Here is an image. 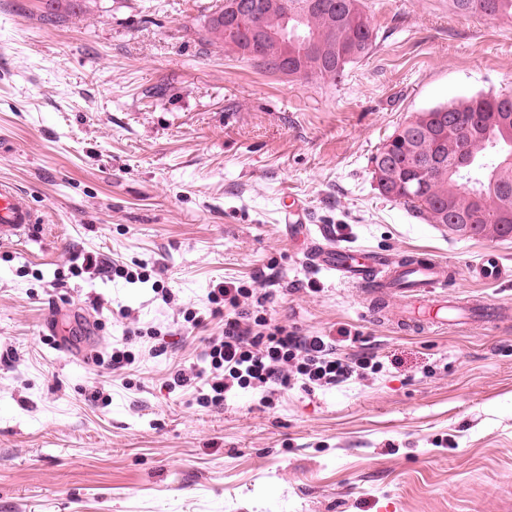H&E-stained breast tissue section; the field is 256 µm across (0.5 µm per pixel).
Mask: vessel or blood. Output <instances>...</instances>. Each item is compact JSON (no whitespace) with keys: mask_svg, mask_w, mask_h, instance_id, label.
Segmentation results:
<instances>
[{"mask_svg":"<svg viewBox=\"0 0 512 512\" xmlns=\"http://www.w3.org/2000/svg\"><path fill=\"white\" fill-rule=\"evenodd\" d=\"M23 195L8 182L0 183V235L16 234L37 223ZM309 261L314 268L363 290L375 320L403 329H429L446 323L467 324L478 320L496 325L512 319V306L489 300L464 298L449 291V281L436 259L409 255L395 260L367 249L354 250L337 244L331 235L312 242ZM476 277L497 284L512 282V266L496 253L484 254ZM406 293L409 304L400 314L386 306L390 293Z\"/></svg>","mask_w":512,"mask_h":512,"instance_id":"obj_1","label":"vessel or blood"}]
</instances>
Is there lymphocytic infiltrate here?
<instances>
[{"label":"lymphocytic infiltrate","mask_w":512,"mask_h":512,"mask_svg":"<svg viewBox=\"0 0 512 512\" xmlns=\"http://www.w3.org/2000/svg\"><path fill=\"white\" fill-rule=\"evenodd\" d=\"M212 316L224 319L221 336L209 339L203 367L173 383L185 387L204 383L205 404L226 401L230 392L260 386L288 388L291 382L306 387L336 388L380 373L377 353L360 346L358 334L342 326L335 335L300 334L274 322L264 309L265 294L240 281H222L207 296Z\"/></svg>","instance_id":"lymphocytic-infiltrate-1"}]
</instances>
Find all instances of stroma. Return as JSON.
<instances>
[{
	"mask_svg": "<svg viewBox=\"0 0 512 512\" xmlns=\"http://www.w3.org/2000/svg\"><path fill=\"white\" fill-rule=\"evenodd\" d=\"M211 0H0V181L39 221L0 236V512H512V325L413 333L311 266V238L477 280L512 235L450 234L381 195L371 158L414 113L512 89V19L448 0H365L375 43L333 86L265 72L200 34ZM310 236L286 224L287 197ZM143 262L170 289L78 273ZM264 281L276 322L349 325L382 372L257 388L170 387L221 335L208 293ZM203 325L182 329L186 309ZM164 334L162 353L134 328ZM131 352L112 369L96 356Z\"/></svg>",
	"mask_w": 512,
	"mask_h": 512,
	"instance_id": "stroma-1",
	"label": "stroma"
}]
</instances>
